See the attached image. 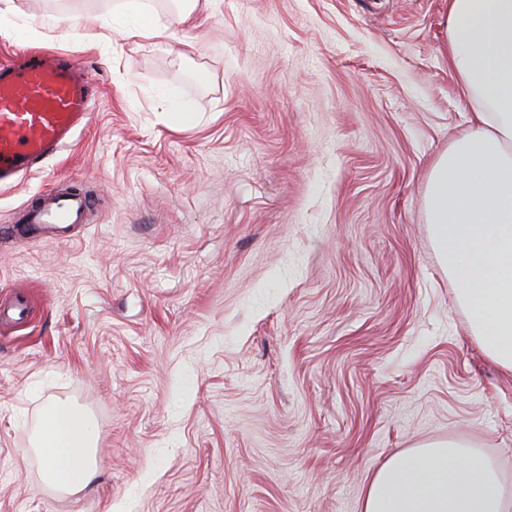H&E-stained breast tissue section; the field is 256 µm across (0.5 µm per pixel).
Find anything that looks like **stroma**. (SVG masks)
<instances>
[{
	"label": "stroma",
	"mask_w": 512,
	"mask_h": 512,
	"mask_svg": "<svg viewBox=\"0 0 512 512\" xmlns=\"http://www.w3.org/2000/svg\"><path fill=\"white\" fill-rule=\"evenodd\" d=\"M448 0H210L128 39L119 0H0V63L62 52L98 95L0 187V512H360L390 456L463 441L512 481V370L471 336L424 216L471 117ZM83 223L24 224L50 192ZM88 409L99 480L34 436ZM179 3L182 11L171 15L169 19L163 24L156 26H141L139 28L131 29L127 32V36H136L140 38L152 39V38H169L174 36L177 28L183 23L187 14L192 12L195 7L197 0H180L176 1ZM46 430L35 442L47 481L70 493L89 488L98 474V425L81 406L50 400L44 409Z\"/></svg>",
	"instance_id": "obj_1"
}]
</instances>
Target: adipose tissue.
Instances as JSON below:
<instances>
[{"label":"adipose tissue","instance_id":"1","mask_svg":"<svg viewBox=\"0 0 512 512\" xmlns=\"http://www.w3.org/2000/svg\"><path fill=\"white\" fill-rule=\"evenodd\" d=\"M448 62L473 113L433 160L425 217L484 351L512 369V0H448ZM36 442L47 481L70 493L98 474V425L81 406L44 409ZM361 512H512V482L448 440L397 454L369 479Z\"/></svg>","mask_w":512,"mask_h":512}]
</instances>
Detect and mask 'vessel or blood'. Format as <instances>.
Here are the masks:
<instances>
[{
    "label": "vessel or blood",
    "mask_w": 512,
    "mask_h": 512,
    "mask_svg": "<svg viewBox=\"0 0 512 512\" xmlns=\"http://www.w3.org/2000/svg\"><path fill=\"white\" fill-rule=\"evenodd\" d=\"M91 91L80 69L52 52L0 66V185L54 157L87 124ZM86 207L77 194L49 197L28 224H76Z\"/></svg>",
    "instance_id": "1"
}]
</instances>
